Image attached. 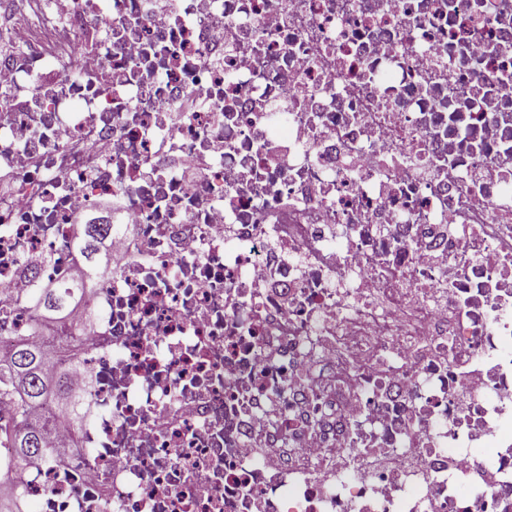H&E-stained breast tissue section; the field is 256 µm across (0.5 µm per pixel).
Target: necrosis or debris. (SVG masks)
Returning <instances> with one entry per match:
<instances>
[{"label":"necrosis or debris","mask_w":512,"mask_h":512,"mask_svg":"<svg viewBox=\"0 0 512 512\" xmlns=\"http://www.w3.org/2000/svg\"><path fill=\"white\" fill-rule=\"evenodd\" d=\"M5 38L0 339L73 348L94 417L0 493L512 512V0H0ZM106 197L96 323L30 334Z\"/></svg>","instance_id":"necrosis-or-debris-1"}]
</instances>
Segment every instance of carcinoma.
I'll return each instance as SVG.
<instances>
[{"label":"carcinoma","mask_w":512,"mask_h":512,"mask_svg":"<svg viewBox=\"0 0 512 512\" xmlns=\"http://www.w3.org/2000/svg\"><path fill=\"white\" fill-rule=\"evenodd\" d=\"M111 237L110 224L82 225L80 234L72 237V246L83 261V281L56 283L52 288L40 284L34 288L27 299L34 318L32 330H38L47 314L68 312L82 300L86 289L96 287L100 282L99 264L108 256L107 240ZM49 362V350L33 346L22 337L0 345V404H8L14 410L10 421L0 422V441L11 450L8 459H0V479L21 480L27 460L49 452V428L62 423L73 430L84 422L82 409L86 400L69 390L62 373L53 384L47 383ZM47 403L63 414L61 422L29 421V415Z\"/></svg>","instance_id":"carcinoma-1"}]
</instances>
